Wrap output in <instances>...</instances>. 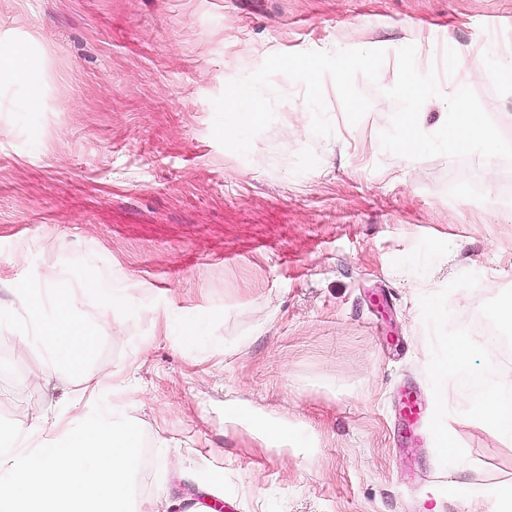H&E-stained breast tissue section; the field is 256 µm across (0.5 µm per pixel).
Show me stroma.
I'll return each instance as SVG.
<instances>
[{
    "instance_id": "35a3bbf8",
    "label": "stroma",
    "mask_w": 512,
    "mask_h": 512,
    "mask_svg": "<svg viewBox=\"0 0 512 512\" xmlns=\"http://www.w3.org/2000/svg\"><path fill=\"white\" fill-rule=\"evenodd\" d=\"M0 42L43 60L0 85V309L16 281L51 275L118 299L81 375L59 381L41 378L40 343L0 330V418L38 427L134 369L140 512H205L213 494L232 512H425L433 489L469 512L512 486V447L491 433L461 430L458 464L401 414L411 396L434 421L432 366L458 336L471 369L512 378V351L488 340L512 337L496 317L512 302V87L494 79L512 0H0ZM358 45L374 65L347 63ZM476 53L485 73L465 80L453 60ZM411 65L430 72L417 99ZM232 79L256 86L263 118L228 150ZM451 93L499 150L431 140L405 157L403 114L444 127ZM268 415L287 444L260 440Z\"/></svg>"
}]
</instances>
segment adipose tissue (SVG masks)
Listing matches in <instances>:
<instances>
[{
    "mask_svg": "<svg viewBox=\"0 0 512 512\" xmlns=\"http://www.w3.org/2000/svg\"><path fill=\"white\" fill-rule=\"evenodd\" d=\"M225 97L233 119L224 127V144L233 147L259 123L262 108L255 87L248 82L227 84ZM444 107L450 118L443 135L449 153L478 146L494 149L495 143L482 113L464 111L461 98L454 95L445 98ZM15 294L25 312L22 325L9 328L15 342L25 346L35 339L48 350L50 359L45 378H54L62 367L79 372L95 335L88 320L73 312L77 289L57 282L44 294L21 286L16 287ZM47 297L51 298L56 312L51 320L42 313L43 300ZM463 401L468 407L463 426L486 430L497 438L512 441V381L464 393Z\"/></svg>",
    "mask_w": 512,
    "mask_h": 512,
    "instance_id": "1",
    "label": "adipose tissue"
}]
</instances>
